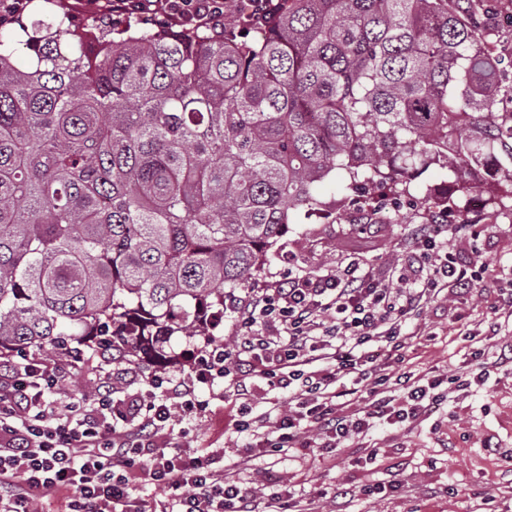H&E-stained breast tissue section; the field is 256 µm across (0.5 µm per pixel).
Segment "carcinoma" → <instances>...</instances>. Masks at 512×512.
Returning <instances> with one entry per match:
<instances>
[{
	"label": "carcinoma",
	"instance_id": "carcinoma-1",
	"mask_svg": "<svg viewBox=\"0 0 512 512\" xmlns=\"http://www.w3.org/2000/svg\"><path fill=\"white\" fill-rule=\"evenodd\" d=\"M267 30L255 41L250 27ZM512 80L453 0H278L259 21L0 29V355L122 341L168 367L294 212L415 197L512 201Z\"/></svg>",
	"mask_w": 512,
	"mask_h": 512
}]
</instances>
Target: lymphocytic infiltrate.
Returning a JSON list of instances; mask_svg holds the SVG:
<instances>
[{
    "instance_id": "lymphocytic-infiltrate-1",
    "label": "lymphocytic infiltrate",
    "mask_w": 512,
    "mask_h": 512,
    "mask_svg": "<svg viewBox=\"0 0 512 512\" xmlns=\"http://www.w3.org/2000/svg\"><path fill=\"white\" fill-rule=\"evenodd\" d=\"M175 25H213L241 14L233 0H164ZM478 240L472 224L449 225L428 215L412 238L413 260L395 284L350 260L320 274L301 271L273 287L234 300L232 343L206 341L187 377L149 374L140 395L113 397L120 376L111 369L122 345L97 348L102 371L94 399L60 395L83 355L30 352L0 358V512H133L130 477L146 467L167 490L170 512H290V484L267 497L211 469L205 456L157 443L175 418L197 419L209 403L202 388L222 382L249 400L257 380L286 390L291 405L243 422L251 447L334 449L379 425L403 427L426 419L448 397L449 385L467 390L487 382L486 369L466 375L426 372L396 379L393 363L424 336L417 318L424 304L448 287L473 295L488 268L460 264L453 235ZM387 347L386 359L369 355L370 343ZM354 386H347L346 376ZM367 401L352 407L355 385Z\"/></svg>"
}]
</instances>
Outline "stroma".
<instances>
[{
	"instance_id": "obj_1",
	"label": "stroma",
	"mask_w": 512,
	"mask_h": 512,
	"mask_svg": "<svg viewBox=\"0 0 512 512\" xmlns=\"http://www.w3.org/2000/svg\"><path fill=\"white\" fill-rule=\"evenodd\" d=\"M461 10L486 38L504 67L512 72V26L493 23L494 12L512 9V0H460ZM446 170L430 167L421 178L423 203L402 205L395 215L378 213L357 216L352 203H337L335 181L324 182L318 199L329 217L320 220L312 212L295 213L283 239V254L272 259L254 276L256 284L274 281L287 274L285 254H292L300 270L320 274L350 258H357L376 277L391 281L407 258L408 242L418 224L440 208ZM473 224L483 225L481 259L494 269L496 278L481 295H440L422 313L421 327L432 332L425 344H412L403 353L396 373H466L486 362L490 377L481 387L448 398L420 424L402 430L380 428L364 438H352L337 454L322 456L316 449H292L253 460L242 477L258 496L269 493L266 475L293 482L295 493L309 512H480L484 498H494L499 512H512V325L505 326L495 348L482 360L472 353L479 342L480 322L495 306L500 294L512 288V214L490 217L487 212L469 214ZM207 400V412L188 433L173 430V446L191 442L193 448L210 450L214 469L238 461L247 441L237 432L241 401L232 394ZM379 448L375 464H366L371 448ZM397 480L402 491L393 496L346 503L316 498V490L334 491L336 485H359L365 481ZM460 485L457 494L449 485Z\"/></svg>"
}]
</instances>
